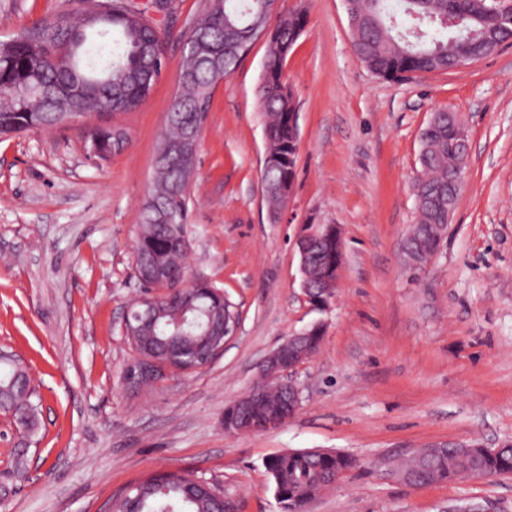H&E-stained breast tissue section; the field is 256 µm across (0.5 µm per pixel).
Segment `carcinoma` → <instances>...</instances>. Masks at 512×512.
Wrapping results in <instances>:
<instances>
[{"instance_id": "obj_1", "label": "carcinoma", "mask_w": 512, "mask_h": 512, "mask_svg": "<svg viewBox=\"0 0 512 512\" xmlns=\"http://www.w3.org/2000/svg\"><path fill=\"white\" fill-rule=\"evenodd\" d=\"M112 6V17L98 27H88L62 15L43 21L23 32L24 40L0 49V136L17 135L34 129H51L63 121L62 104L85 112L112 106L118 96L127 105L143 104L154 87L155 77L166 66L162 56L148 44L163 42L155 22L129 27L125 11L130 0H95L94 11ZM477 0H398L394 10L390 0H350L349 12L353 47L370 72L384 79H401L411 74L445 72L478 61L496 48L512 42V19L483 14ZM451 15L458 24L450 28L438 17ZM272 15L266 0H211L208 12L196 24L197 34L207 50L224 52V66L218 74L201 56L186 55L179 74L178 100L171 103L168 130L164 138L177 140L195 128L203 130L215 84L232 74L249 51L247 37L252 27ZM306 25L304 13H278L274 37L267 42L260 101L266 114L269 149L284 156L293 150L297 132L289 124L296 111L293 91L285 89V64L296 34ZM65 42L69 60L56 62L49 50ZM455 115L445 110L434 114L421 130L420 176L414 183L417 221L406 239L404 250L418 262L435 252L448 224V203L456 202L464 169L459 166V150L453 145ZM85 145L101 160L127 148L129 138L122 129L99 124L84 132ZM296 178V162L278 164L262 173L264 198L272 218L286 204L281 193L285 181ZM148 200L179 216L177 224L155 221L150 206L141 212L140 233L135 246V268L153 273L151 287L163 289L165 279L179 278L185 269L187 249L182 226L189 221L190 186L181 183V163L169 158L162 176L154 180ZM336 262V245L326 238L312 240L308 261L310 288L321 295V278L326 261ZM221 300L208 291L196 293L195 309L187 313L188 323L174 329L169 324L176 303H162L165 314L155 326L158 340L173 347H186L204 340L209 313ZM24 365L7 353L0 354V401L14 411L15 421L31 438L38 428L39 405ZM356 466L348 454L304 449L283 451L266 459L274 494L281 508H295L328 488L324 478L344 474ZM415 469L423 484L447 481L460 470L477 469L485 475H512V444L493 454L481 448H459L450 443L432 453L424 448L405 463ZM149 488L132 490L117 504V512H232L234 505L199 489L189 475L169 472L145 480Z\"/></svg>"}]
</instances>
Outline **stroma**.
Wrapping results in <instances>:
<instances>
[{"label":"stroma","mask_w":512,"mask_h":512,"mask_svg":"<svg viewBox=\"0 0 512 512\" xmlns=\"http://www.w3.org/2000/svg\"><path fill=\"white\" fill-rule=\"evenodd\" d=\"M87 0H0V40ZM167 36V73L139 110L113 116L130 144L89 158L97 113L0 140V349L21 357L40 428L18 444L0 411V512H103L157 474L219 485L236 512H280L266 459L286 449L351 454L354 469L309 512H512V479L408 486L392 471L431 443L512 442V46L445 73L376 77L353 49L343 0H282L307 16L285 65L298 110L297 176L272 219L263 199L266 59L257 41L212 91L191 185L189 276L223 289L240 317L210 366L152 388L122 384L123 333L142 290L134 248L185 42L210 0H131ZM468 135L462 189L437 254L420 269L402 245L415 222L419 136L439 109ZM338 225L339 288L317 309L295 238ZM324 336L295 381L302 405L267 432L231 435L225 409L267 355L313 324ZM28 470L20 484L16 468Z\"/></svg>","instance_id":"35a3bbf8"}]
</instances>
